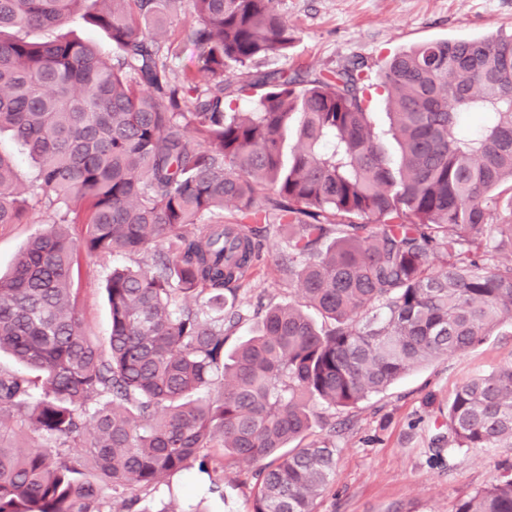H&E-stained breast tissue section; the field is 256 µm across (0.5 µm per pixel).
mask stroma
I'll return each instance as SVG.
<instances>
[{"label":"stroma","instance_id":"35a3bbf8","mask_svg":"<svg viewBox=\"0 0 512 512\" xmlns=\"http://www.w3.org/2000/svg\"><path fill=\"white\" fill-rule=\"evenodd\" d=\"M280 14L298 31L287 55L264 61L262 70L307 67L325 72L364 59L368 84L393 54L423 42L512 34V0H279ZM53 213L36 205L21 224L0 226V270ZM285 250V232L270 228L260 241L262 264L239 299L264 305L302 303L297 288L274 271ZM140 256H81L78 306L86 336L105 343L110 318L102 284L115 266L137 267ZM512 364V325L502 324L463 354L413 369L386 391L329 416L321 434H334L338 464L316 512H450L453 504L498 481L512 466L511 448H465L449 453L434 439L446 433L449 399L468 377ZM211 473L191 468L152 492L154 508L173 512H246L253 496L250 474L224 495L210 491Z\"/></svg>","mask_w":512,"mask_h":512}]
</instances>
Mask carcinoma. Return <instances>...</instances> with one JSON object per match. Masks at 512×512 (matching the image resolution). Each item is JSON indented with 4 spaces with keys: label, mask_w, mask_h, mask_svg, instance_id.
I'll list each match as a JSON object with an SVG mask.
<instances>
[{
    "label": "carcinoma",
    "mask_w": 512,
    "mask_h": 512,
    "mask_svg": "<svg viewBox=\"0 0 512 512\" xmlns=\"http://www.w3.org/2000/svg\"><path fill=\"white\" fill-rule=\"evenodd\" d=\"M182 2L0 0V132L58 217L0 275V353L25 367L0 370V512H148L171 475L210 468L219 490L242 463L260 465L247 512H315L337 467L335 441L310 438L316 407L353 408L512 324V35L393 55L383 128L360 59L257 70L297 38L277 0H188L210 79L175 76ZM76 16L112 55L29 38ZM27 204L0 152V226ZM273 225L276 270L323 322L269 307L228 354ZM82 253L150 257L106 279L104 346L78 310ZM447 426L450 454L511 447L512 365L461 383ZM17 427L50 446H14ZM451 512H512V473ZM0 150L14 155L17 161L19 183L22 188L29 186L35 174L34 165L6 133L0 136Z\"/></svg>",
    "instance_id": "1"
}]
</instances>
